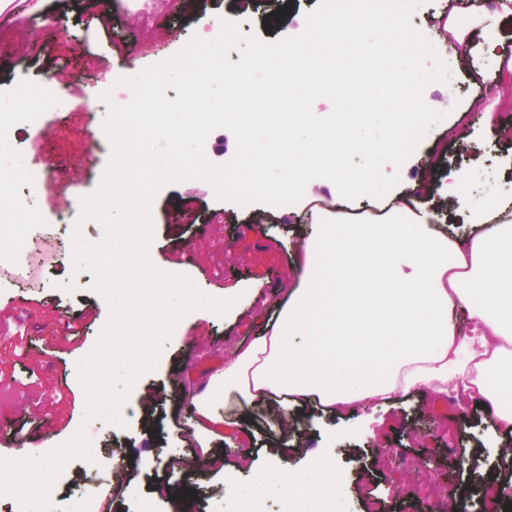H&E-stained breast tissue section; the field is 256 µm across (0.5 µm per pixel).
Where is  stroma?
I'll return each instance as SVG.
<instances>
[{
	"label": "stroma",
	"instance_id": "stroma-1",
	"mask_svg": "<svg viewBox=\"0 0 512 512\" xmlns=\"http://www.w3.org/2000/svg\"><path fill=\"white\" fill-rule=\"evenodd\" d=\"M319 0H38V12L20 22L18 0L0 21V78L58 90L66 101L62 112L50 111L37 131L18 135L14 146L0 148V171L11 173L17 151L44 167V183L35 205L56 236L58 198L76 205L67 212L77 220L78 200L97 188L108 162L103 139L107 116L103 93L111 76L140 73L178 53L204 23L235 20L242 33L264 41L301 32L307 14ZM422 24L439 55L456 57L462 81L434 83L424 92L426 103L447 113V128L433 142L419 143L398 174L399 196L428 206L438 216L458 218L467 205L497 192L512 179V125H506L503 100L512 99V71L501 69L484 82L481 59L489 47L484 34L494 28L501 43L512 44V5L505 0H423ZM155 23L143 29V14ZM465 18L461 41H445L440 14ZM469 174L466 194L452 198L448 184ZM316 219L306 201L273 206L240 205L218 199L207 182L189 179L164 186L154 198L153 239L149 250L161 270L182 269L207 296L233 299L225 315L198 309L184 316L165 343L155 369L134 383L127 399L125 426L97 428L85 423L86 394L78 363L94 348L109 308L91 288L88 270H74L66 257L42 268L38 287L0 285V411L11 416L24 442L25 456H40L85 429L98 450L94 461L69 460L53 486L56 504L67 512L72 495L86 478L105 473L112 495L97 498L92 512H140L125 492L128 480L141 483L152 512H182L180 492L191 490V512H203L209 496L224 493L225 477L248 487L253 469L286 466L305 476L314 453L335 463L346 483L339 512H366L368 499L384 503L387 512H414L429 502L445 512L447 487L418 488L413 461L445 470L461 489L459 512H477L481 487L493 474L512 475L495 420L473 399L449 402L439 383H427L397 403L370 401L347 416L294 414L289 434L266 424L260 408L247 411L246 424L225 412V423L209 446L224 455L217 474L198 466L199 451L185 447L183 429L193 418L186 404L207 367L223 366L236 345L259 336L281 308L297 281L304 243ZM80 285L68 287L71 274ZM83 327L71 337L63 320ZM395 453L405 463L393 470L377 461ZM164 485L168 495L156 496Z\"/></svg>",
	"mask_w": 512,
	"mask_h": 512
}]
</instances>
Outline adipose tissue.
<instances>
[{
    "instance_id": "1",
    "label": "adipose tissue",
    "mask_w": 512,
    "mask_h": 512,
    "mask_svg": "<svg viewBox=\"0 0 512 512\" xmlns=\"http://www.w3.org/2000/svg\"><path fill=\"white\" fill-rule=\"evenodd\" d=\"M475 232L437 233L414 201H396L376 224L330 214L306 242L303 271L276 321L213 373L194 398L197 417L184 430L215 472L223 457L206 452L221 405H264L271 423L308 407L330 415L446 378L459 367L451 314L466 307L481 330L469 351L472 384L497 427L512 436V203L487 195L468 207ZM286 498L326 506L344 488L330 460L309 484L287 469L258 474Z\"/></svg>"
}]
</instances>
